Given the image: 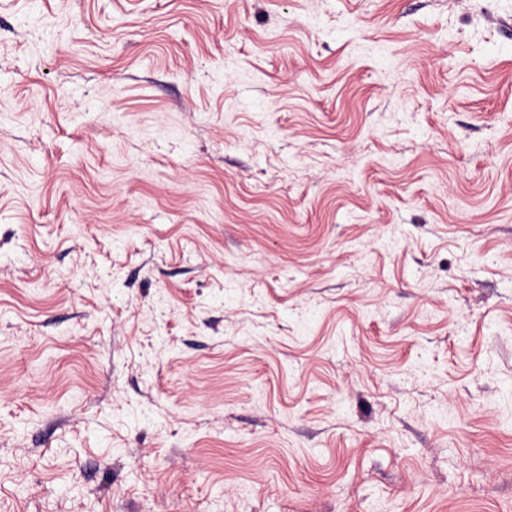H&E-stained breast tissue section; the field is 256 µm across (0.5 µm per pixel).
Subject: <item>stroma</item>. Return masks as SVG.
<instances>
[{"instance_id":"35a3bbf8","label":"stroma","mask_w":512,"mask_h":512,"mask_svg":"<svg viewBox=\"0 0 512 512\" xmlns=\"http://www.w3.org/2000/svg\"><path fill=\"white\" fill-rule=\"evenodd\" d=\"M0 512H512V0H0Z\"/></svg>"}]
</instances>
